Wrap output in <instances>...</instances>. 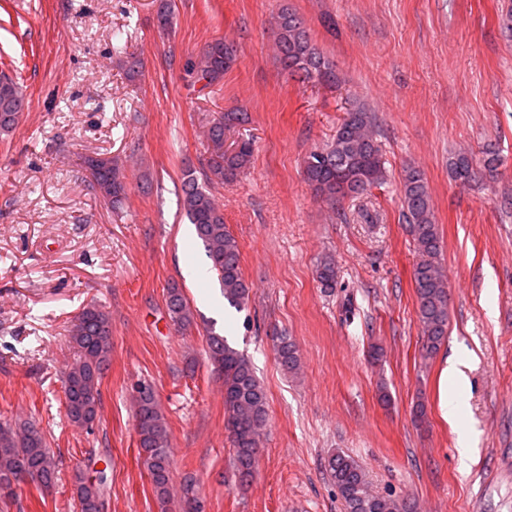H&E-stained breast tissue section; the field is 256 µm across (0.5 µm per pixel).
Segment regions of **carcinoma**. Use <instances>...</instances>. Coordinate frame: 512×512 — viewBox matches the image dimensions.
<instances>
[{
  "label": "carcinoma",
  "instance_id": "obj_1",
  "mask_svg": "<svg viewBox=\"0 0 512 512\" xmlns=\"http://www.w3.org/2000/svg\"><path fill=\"white\" fill-rule=\"evenodd\" d=\"M158 27L167 31L173 24L169 0H160L156 12ZM276 41L283 69L305 82L315 80L326 85L340 82L336 66L312 43L302 19L284 8L276 16ZM238 60L232 44L216 39L192 64L194 82L206 89L224 77ZM26 100L18 83L0 75V134L12 132L18 125ZM248 120L241 110L224 112L215 117L208 129L206 166L208 180L232 181L250 164L253 148L246 140L224 147L227 136ZM375 117L360 105L348 109L336 128L332 140L309 152L303 162L305 181L315 194L329 203L356 197L387 180V168L381 145L370 133ZM96 190L112 206L126 196L124 167L112 157L100 154L84 157ZM492 170L490 162L478 165L469 154H458L449 161L451 178L469 185L480 179L482 170ZM183 210L201 242L210 262L224 301L235 309L250 298L251 289L240 268V251L236 239L224 224V212L189 174L183 183ZM400 195L407 231L415 242L421 261L413 279L418 302V320L425 336L426 355L437 352L448 335V291L440 260L441 242L434 224L431 200L424 173L408 167L400 181ZM166 308L171 322L186 330L195 324L193 309L183 289L171 284L166 289ZM70 342L77 358L65 378L64 404L70 422L78 428L95 423L101 404V380L112 355V317L96 304L85 306L70 331ZM279 365L287 372L299 369L300 355L296 343L288 336L277 338L275 346ZM206 354L220 372L224 386V415L233 446V466L241 484L253 477L259 454L260 437L268 423L267 395L251 362L233 348L215 329L206 338ZM134 428L139 441V458L153 484L162 512H168L172 461L167 423L160 411L156 393L147 386L138 398ZM327 470L343 501L345 512H413L411 502L373 494L366 473L351 455L338 451L329 456ZM57 477V463L39 425L24 421L16 426H0V497L11 498L13 486L28 478L41 487H51ZM108 476L99 472L97 479L86 480L78 474L75 494L79 512H100ZM181 512H203L195 493V480L185 478Z\"/></svg>",
  "mask_w": 512,
  "mask_h": 512
}]
</instances>
